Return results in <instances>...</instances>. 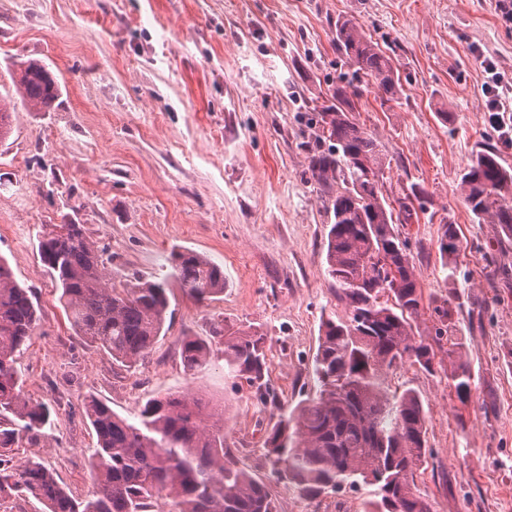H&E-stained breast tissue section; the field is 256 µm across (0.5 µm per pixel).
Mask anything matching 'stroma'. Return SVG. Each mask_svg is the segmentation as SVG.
<instances>
[{
    "label": "stroma",
    "instance_id": "obj_1",
    "mask_svg": "<svg viewBox=\"0 0 512 512\" xmlns=\"http://www.w3.org/2000/svg\"><path fill=\"white\" fill-rule=\"evenodd\" d=\"M340 16L392 56L403 88L385 103L363 85L356 101L386 159L384 194L425 193L417 219L397 230L422 291L415 338L431 347L434 370L407 362L387 375L390 391L413 389L426 414L416 489L433 512H512V238L475 221L457 191L480 149L512 168V140L486 110L478 62L495 58L512 82L501 0H0V95L14 105L0 140V256L41 310L16 366L27 394L51 410L47 437L20 441L16 461L40 455L86 494L88 397L132 420L156 395L189 392L223 407L226 445L268 478L272 407L223 360L185 371L178 347L224 319L261 328L283 408L317 395L320 320L345 307L324 272L325 217L305 144L315 110L351 77L332 42ZM30 59L58 78L55 111H27L16 91L12 78ZM65 220L111 255L117 280L162 278L170 252L187 248L223 266L224 293L201 304L172 285L166 335L135 367L119 366L76 336L39 259L40 233ZM445 223L459 240L446 268ZM443 303L451 320L439 339L433 309ZM455 348L473 378L464 403L448 385ZM272 490L278 512H363L370 497L366 486L313 500L285 482Z\"/></svg>",
    "mask_w": 512,
    "mask_h": 512
}]
</instances>
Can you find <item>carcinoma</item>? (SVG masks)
I'll return each instance as SVG.
<instances>
[{
    "mask_svg": "<svg viewBox=\"0 0 512 512\" xmlns=\"http://www.w3.org/2000/svg\"><path fill=\"white\" fill-rule=\"evenodd\" d=\"M336 53L352 69L351 81L336 86L331 104L315 112L318 133L307 142V173L319 191L327 224L324 257L336 299L346 318L321 320L313 360L318 396L280 416L264 442L270 476L286 480L310 499L345 486L372 487L364 512H432L415 488L414 474L426 454V417L417 393L389 394L387 371L410 360L433 371V353L415 340L414 319L421 290L406 241L395 229L417 216L424 191L412 185L393 207L380 183L385 161L378 139L353 115L354 83L378 88L382 100L402 92L391 56L351 18L336 20ZM29 73L17 91L29 111L50 112L59 97L57 78L43 64L26 62ZM478 221L498 224L512 238V171L496 150L482 149L458 184ZM66 232L41 236L38 253L76 335L131 368L166 334L168 292L175 282L199 303L224 293V270L208 256L174 250L170 272L157 280L134 277L116 285L102 250L84 226L64 223ZM457 233L441 227L442 267L457 253ZM31 289L14 278L0 257V498L34 499L43 512H278L269 484L232 459L224 447V414L187 393H164L143 405L137 420L121 417L103 400L83 407L96 436L89 458L92 491L67 490L41 457L14 463L12 446L22 434L44 435L49 408L24 391L16 353L33 335L40 314ZM266 335L231 322L209 336H185L180 357L186 371L206 369L214 357L254 389L263 404L278 405L267 379ZM448 384L460 402L471 392V373L450 361Z\"/></svg>",
    "mask_w": 512,
    "mask_h": 512,
    "instance_id": "carcinoma-1",
    "label": "carcinoma"
}]
</instances>
